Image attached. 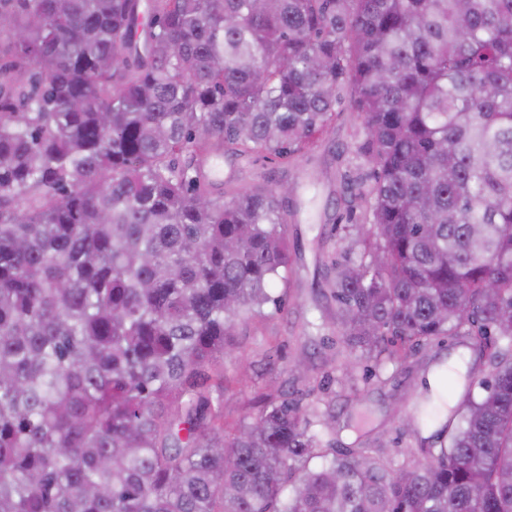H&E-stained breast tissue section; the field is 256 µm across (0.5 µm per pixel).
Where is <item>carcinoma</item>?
I'll use <instances>...</instances> for the list:
<instances>
[{
    "label": "carcinoma",
    "mask_w": 512,
    "mask_h": 512,
    "mask_svg": "<svg viewBox=\"0 0 512 512\" xmlns=\"http://www.w3.org/2000/svg\"><path fill=\"white\" fill-rule=\"evenodd\" d=\"M345 94V349L488 362L424 462L334 447L283 391L224 431L286 189L216 195L199 158L286 163ZM0 512H512V0H0Z\"/></svg>",
    "instance_id": "cac0c4a2"
}]
</instances>
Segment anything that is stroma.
<instances>
[{"mask_svg": "<svg viewBox=\"0 0 512 512\" xmlns=\"http://www.w3.org/2000/svg\"><path fill=\"white\" fill-rule=\"evenodd\" d=\"M336 110V122L317 147L290 164L266 153L243 156L231 147L223 149L224 170L234 175L224 188L244 189L260 177L292 186L285 202L292 213V264L271 289L282 303L267 306L265 318L247 319L237 328L235 356L224 362V423L231 426L255 414L262 395L274 388L301 393L310 387L335 417L337 447L378 440L388 452L402 456L422 445L401 420L426 393L428 374L455 357L480 379L487 374V362L460 337L445 336L403 363L365 361L353 379L343 376L348 354L335 329L324 323L336 307L329 290L330 267L346 248L344 225L364 221L361 205L350 202L347 182L368 173L369 166L357 154L360 119L348 100H341Z\"/></svg>", "mask_w": 512, "mask_h": 512, "instance_id": "stroma-1", "label": "stroma"}]
</instances>
